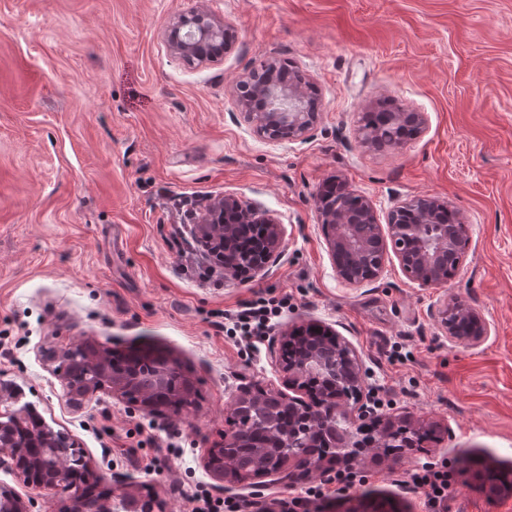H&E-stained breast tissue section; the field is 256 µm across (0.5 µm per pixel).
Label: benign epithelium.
Returning a JSON list of instances; mask_svg holds the SVG:
<instances>
[{
    "label": "benign epithelium",
    "instance_id": "7a95c632",
    "mask_svg": "<svg viewBox=\"0 0 512 512\" xmlns=\"http://www.w3.org/2000/svg\"><path fill=\"white\" fill-rule=\"evenodd\" d=\"M223 37V25L198 9L180 15L167 32L170 49L187 62L216 58L212 51L213 42ZM246 85L251 87V93L247 97H240L239 103L258 136L271 142L292 141L305 137L314 129L318 121L316 105L309 103L303 85L276 81L274 62L263 63L261 69L253 71L250 81L239 83L238 88ZM417 202L420 203V210L415 220L396 223L397 214ZM442 208L443 203L424 195L395 206L389 211L383 225L366 197L358 196L355 209L338 200L331 210L321 212L337 278L351 286L373 281L379 277L385 258L391 252L402 271L420 285H446L448 261L454 258L456 263H461L469 238L464 224L438 223L436 214ZM222 212L226 216L224 223L218 220ZM245 224H263L266 228L258 253L249 262L242 261L234 247V241ZM195 234L197 241L208 250L212 249L214 237L225 240L224 279L238 280L251 271L256 273L264 270L278 258L284 227L273 214L260 206L226 195L207 207L196 225ZM438 319L448 336L461 344L476 345L488 336L486 322L469 303L458 297L444 301L438 310ZM338 346L341 357L350 361L357 383L353 384L350 392H325L317 405L321 413L314 414L308 420L305 443L298 442L290 435H278L290 447L287 460L278 469L282 473V481L302 478L312 469L334 470L355 455V450L346 447L352 436L348 431L339 432L336 447L326 449L317 462L309 461L308 455L302 451L304 446L312 444V440L335 429L334 421L345 415V399L360 394L358 384L362 383L361 368L355 354L344 341H338ZM282 368L288 375V386L297 389L301 388V383L310 373L325 378L336 373L335 362L319 358L313 350L293 363H283ZM132 388L129 377L114 373L106 383L88 384L84 397L105 391L129 399ZM258 395L263 400H274L280 404H303V401L283 392L266 391L260 395L244 388L236 397L233 409H238ZM14 398L13 389L0 384V469L12 474L28 488L45 491L67 501L65 512H75L83 489L69 478L67 464L70 458L83 456L81 448L68 436L50 430L43 431L35 450L19 445L11 429L22 422L28 410L24 406L18 409L10 406ZM416 430L418 427L411 421L394 422L387 419L361 425L356 428V433L367 436L363 446L376 457L388 448H408L412 432ZM0 512L29 510L12 487L0 484Z\"/></svg>",
    "mask_w": 512,
    "mask_h": 512
}]
</instances>
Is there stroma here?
Wrapping results in <instances>:
<instances>
[{"mask_svg": "<svg viewBox=\"0 0 512 512\" xmlns=\"http://www.w3.org/2000/svg\"><path fill=\"white\" fill-rule=\"evenodd\" d=\"M193 8L230 27L222 58L190 65L169 50L168 29ZM286 60L317 88L319 121L305 140L270 143L244 120L236 83ZM386 102L425 123L377 150L361 118ZM336 178L382 219L421 195L457 211L470 244L447 285H419L392 256L376 280L343 284L317 205ZM224 195L268 210L285 234L273 264L217 288L187 269L196 243L178 226ZM261 296L288 297V309L240 351L216 324ZM451 296L487 322L481 343L448 339L436 313ZM311 320L361 363L350 428L437 426L423 450L360 453L368 481L330 490L320 512L386 497L432 512L402 480L466 456L453 512H512V489L479 488L487 470H512V0H0V382L19 404L74 438L115 493L145 487L165 512H189L198 486L250 497L204 459L241 387L284 388L280 334ZM85 341L163 349L194 405L151 414L106 392L70 404L59 355ZM375 387L388 401L377 411ZM139 424L179 452L162 476L146 474L145 454H114Z\"/></svg>", "mask_w": 512, "mask_h": 512, "instance_id": "stroma-1", "label": "stroma"}]
</instances>
